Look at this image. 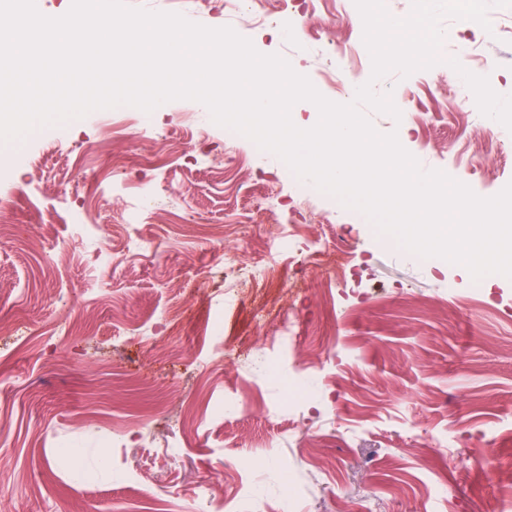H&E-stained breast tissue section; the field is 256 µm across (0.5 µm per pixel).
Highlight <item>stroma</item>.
<instances>
[{
  "label": "stroma",
  "mask_w": 512,
  "mask_h": 512,
  "mask_svg": "<svg viewBox=\"0 0 512 512\" xmlns=\"http://www.w3.org/2000/svg\"><path fill=\"white\" fill-rule=\"evenodd\" d=\"M265 2L279 37L234 25L259 52L280 54L316 83L330 67L356 75L322 88L337 103L352 102L360 83L391 94L407 114L402 128L388 114H365L377 131L397 132L422 169L467 174L482 197L512 183V141L476 104L458 105L461 78L445 62L456 21L442 23L443 63L374 82L352 4L294 10L298 46L277 19L280 0ZM115 122L124 135L101 147ZM151 122L147 138L135 113L96 110L0 145V198L11 201L0 229V512H139L148 487L173 512H199V481L218 478L234 495L241 458L252 462L262 500L282 495L289 467L308 491L300 512H491L512 501V280L475 298L458 265L383 247L365 215L250 139L227 141L198 102L165 103ZM174 130L178 152L156 163ZM149 188L160 193L158 210L150 223H131L129 198ZM267 193L283 213L312 207L314 233L347 244L358 283L340 300L325 270L292 264L280 286L298 323L294 357L259 377L235 348L239 337L272 333L254 321L250 293L224 312L223 355L204 327L211 301L224 296L225 252L270 256L267 220L255 209ZM68 209L90 212L99 237L78 235ZM131 235L134 249L101 268L102 242ZM61 322L66 332L49 335ZM298 372L309 377L314 408L271 418L266 403L288 391L283 374ZM236 391L247 409L213 414L212 402ZM116 430L141 438L116 448ZM62 439L81 443L76 460L56 449ZM171 443L182 447L179 460L166 453ZM455 450L493 454L499 480L452 466ZM124 466L148 485L123 483ZM77 468L90 491L73 483Z\"/></svg>",
  "instance_id": "stroma-1"
}]
</instances>
